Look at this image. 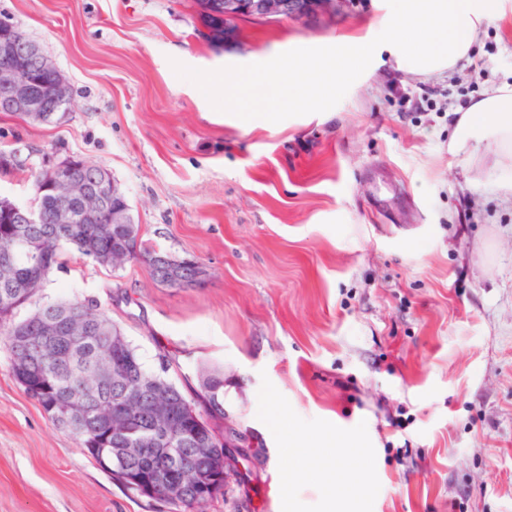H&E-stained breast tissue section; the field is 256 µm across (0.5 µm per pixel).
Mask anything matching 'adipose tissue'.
<instances>
[{"instance_id": "adipose-tissue-1", "label": "adipose tissue", "mask_w": 512, "mask_h": 512, "mask_svg": "<svg viewBox=\"0 0 512 512\" xmlns=\"http://www.w3.org/2000/svg\"><path fill=\"white\" fill-rule=\"evenodd\" d=\"M378 26L385 51L398 69L432 76L455 72L469 62L475 39L512 11V0H381ZM350 37L336 40L335 51L325 57L296 47L270 65L224 70V109L248 112L253 93H260V119L273 122L285 112H321L365 68V60L351 50ZM458 152L486 150L497 158L501 187L512 193V84H501L468 106L459 119ZM359 435L345 442L331 438L308 439L288 433L286 486L303 475L302 463L316 456L328 486L353 488L368 475L352 466L361 456Z\"/></svg>"}]
</instances>
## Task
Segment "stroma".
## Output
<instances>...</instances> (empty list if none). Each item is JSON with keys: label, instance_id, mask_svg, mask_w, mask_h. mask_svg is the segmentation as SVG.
Masks as SVG:
<instances>
[{"label": "stroma", "instance_id": "obj_1", "mask_svg": "<svg viewBox=\"0 0 512 512\" xmlns=\"http://www.w3.org/2000/svg\"><path fill=\"white\" fill-rule=\"evenodd\" d=\"M376 0L317 21L241 18L213 43L198 0H0L73 90L66 114L0 113L30 165L108 169L146 245L204 269L171 288L147 264L63 255L35 298L90 299L145 367L168 356L187 395L224 371V428L243 479L206 512H324L314 460L280 488L281 428L369 446L368 512H512V195L490 160L464 165L456 117L512 83V15L475 40L481 69L423 77L378 53ZM378 57L331 116L272 124L224 109L225 67L337 37ZM0 512H176L132 495L15 381L0 340Z\"/></svg>", "mask_w": 512, "mask_h": 512}]
</instances>
